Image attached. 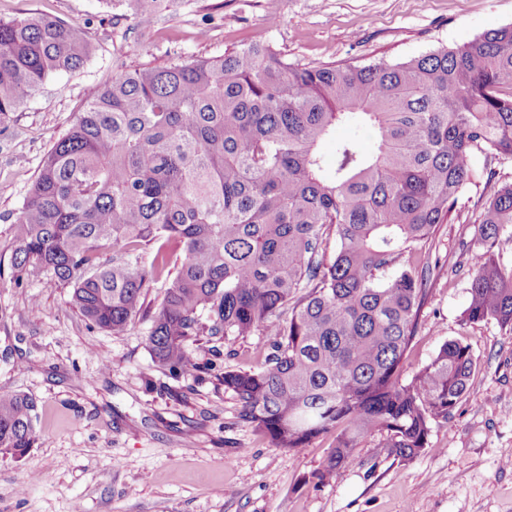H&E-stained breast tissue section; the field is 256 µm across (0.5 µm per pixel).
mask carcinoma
Instances as JSON below:
<instances>
[{"label": "carcinoma", "instance_id": "obj_1", "mask_svg": "<svg viewBox=\"0 0 512 512\" xmlns=\"http://www.w3.org/2000/svg\"><path fill=\"white\" fill-rule=\"evenodd\" d=\"M90 54L80 28L0 20V119ZM341 126L373 138L337 141L328 167L320 147ZM478 156L484 171L512 158V25L364 65L291 63L258 37L113 74L43 160L11 264L18 281L70 286L91 327L121 335L149 321L153 363L174 376L213 370L190 348L201 336L268 337L259 367L215 378L238 421L277 448L333 436L313 474L323 482L376 431L391 454L416 457L469 390L467 344L445 341L407 379L403 359L425 322L436 228L461 221ZM485 186L462 321L511 336L512 265L494 248L512 234V181ZM37 418L35 398L0 393V455L24 457Z\"/></svg>", "mask_w": 512, "mask_h": 512}]
</instances>
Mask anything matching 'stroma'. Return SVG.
<instances>
[{
  "mask_svg": "<svg viewBox=\"0 0 512 512\" xmlns=\"http://www.w3.org/2000/svg\"><path fill=\"white\" fill-rule=\"evenodd\" d=\"M136 0H0V19L44 16L81 28L91 56L49 78L0 120V392L35 397L39 440L21 459L0 458V512H512V335L466 325L475 227L445 224L433 251L427 322L405 375L447 340L469 344V392L430 444L404 461L374 433L336 477L317 483L331 440L297 453L276 448L236 418L222 386L157 369L148 321L122 335L88 326L71 289L44 276L16 282L13 228L53 137L118 68H163L223 55L261 35L302 64L399 61L512 25V0H176L137 21ZM253 335L193 354L217 369L263 363ZM186 388L185 399L169 397Z\"/></svg>",
  "mask_w": 512,
  "mask_h": 512,
  "instance_id": "stroma-1",
  "label": "stroma"
}]
</instances>
